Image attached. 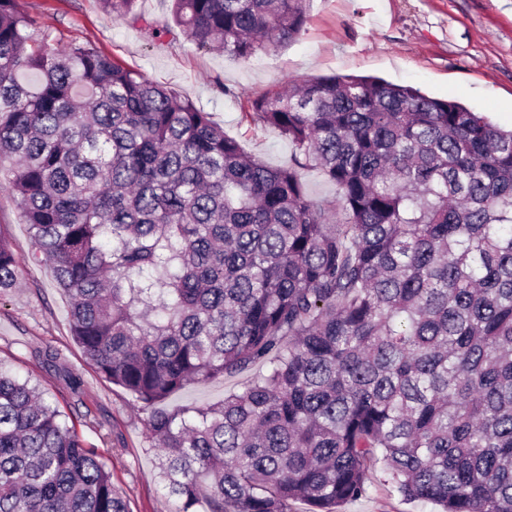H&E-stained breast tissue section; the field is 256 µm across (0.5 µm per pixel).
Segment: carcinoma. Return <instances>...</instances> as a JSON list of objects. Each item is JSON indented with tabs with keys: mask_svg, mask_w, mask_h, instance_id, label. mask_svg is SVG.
<instances>
[{
	"mask_svg": "<svg viewBox=\"0 0 512 512\" xmlns=\"http://www.w3.org/2000/svg\"><path fill=\"white\" fill-rule=\"evenodd\" d=\"M101 0L246 58L309 0ZM0 0V178L97 373L149 411L175 512H336L380 463L441 512H512V130L371 77L291 79L250 117L273 168L192 99ZM337 196L313 201L299 170ZM22 263L0 239V289ZM267 364L202 408L192 381ZM0 512H129L98 449L0 368Z\"/></svg>",
	"mask_w": 512,
	"mask_h": 512,
	"instance_id": "1",
	"label": "carcinoma"
}]
</instances>
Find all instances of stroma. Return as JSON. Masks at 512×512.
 Returning a JSON list of instances; mask_svg holds the SVG:
<instances>
[{
  "mask_svg": "<svg viewBox=\"0 0 512 512\" xmlns=\"http://www.w3.org/2000/svg\"><path fill=\"white\" fill-rule=\"evenodd\" d=\"M56 46L90 45L137 69L209 112L246 151L272 167L287 165L290 149L278 133L254 125L252 99L284 81L332 74L377 76L423 94L454 98L512 128V0H311L304 31L248 59L207 52L185 36L150 35L115 21L97 0H17ZM0 237L22 260L15 288L0 292V363L19 379L37 382L87 444L98 448L130 512H174L158 477L148 413L122 388L102 378L71 335L68 305L48 266L29 262L32 244L6 180L0 179ZM59 353V362L43 358ZM81 379L72 393L63 370ZM266 367L256 364L209 382H192L171 396V409L207 406L243 389ZM338 512H435L409 502L382 467L367 492Z\"/></svg>",
  "mask_w": 512,
  "mask_h": 512,
  "instance_id": "1",
  "label": "stroma"
}]
</instances>
